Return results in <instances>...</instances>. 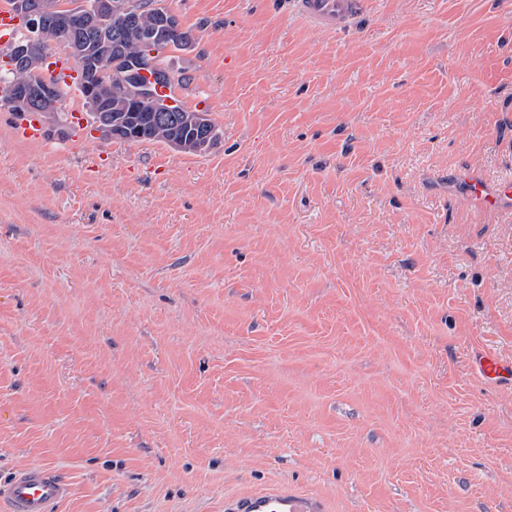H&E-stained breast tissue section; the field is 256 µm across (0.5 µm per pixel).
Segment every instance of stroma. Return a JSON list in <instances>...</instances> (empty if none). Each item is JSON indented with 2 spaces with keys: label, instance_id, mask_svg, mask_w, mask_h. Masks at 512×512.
Instances as JSON below:
<instances>
[{
  "label": "stroma",
  "instance_id": "35a3bbf8",
  "mask_svg": "<svg viewBox=\"0 0 512 512\" xmlns=\"http://www.w3.org/2000/svg\"><path fill=\"white\" fill-rule=\"evenodd\" d=\"M206 152L0 109V480L57 512H512V0H168ZM366 0H296L299 15L314 27L328 31L347 29ZM459 178L465 184L467 196L482 208L495 210L504 202H512V181L510 179L490 187L469 170L460 172ZM69 493V485L47 466L22 469L0 482V504L8 512H51ZM322 503L313 497L273 488L224 499V512H322Z\"/></svg>",
  "mask_w": 512,
  "mask_h": 512
}]
</instances>
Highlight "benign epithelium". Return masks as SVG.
<instances>
[{
  "label": "benign epithelium",
  "mask_w": 512,
  "mask_h": 512,
  "mask_svg": "<svg viewBox=\"0 0 512 512\" xmlns=\"http://www.w3.org/2000/svg\"><path fill=\"white\" fill-rule=\"evenodd\" d=\"M18 11L30 31L29 40L14 46L13 53L18 58L29 57L34 51L37 38L51 30L67 33L72 29L99 27L109 21L122 30L139 29L144 40L151 39L153 35V31L143 26L140 12L131 10L122 0H92L91 5L79 15L65 11L57 0H38L33 6L25 0H19ZM79 66L90 75L102 70L119 73L124 85L131 91L128 111L138 112L145 107L154 110L160 108L157 89L167 82L168 73L159 61L142 57L112 61L97 52L89 51L81 57ZM147 70L153 74L150 83L141 80V75ZM84 101L96 133L109 139L131 138L133 132L129 129L128 121L112 116L111 107L99 92L98 86L92 83L86 85ZM5 108L18 113L38 111L48 123L59 122L55 88L47 83L38 88L18 86L13 97L5 102ZM187 124L192 129L190 139L195 143L197 152L207 149L217 137L215 128L204 112L193 113L187 119Z\"/></svg>",
  "instance_id": "1"
}]
</instances>
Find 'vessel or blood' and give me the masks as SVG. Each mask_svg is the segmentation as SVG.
<instances>
[{
  "instance_id": "b4317fda",
  "label": "vessel or blood",
  "mask_w": 512,
  "mask_h": 512,
  "mask_svg": "<svg viewBox=\"0 0 512 512\" xmlns=\"http://www.w3.org/2000/svg\"><path fill=\"white\" fill-rule=\"evenodd\" d=\"M366 0H296L299 15L314 27L328 31L347 29L351 20L362 11ZM19 20L7 6H0V48H7L15 37ZM46 77L57 79L64 91L67 120L74 131H82L87 123L75 102L78 98L80 75L75 63L67 56L50 57L44 68ZM459 177L467 196L482 208L494 210L512 202V181L487 185L475 173L465 170ZM70 488L57 473L47 466H35L17 471L0 482V504L8 512H51L52 507L68 497ZM224 512H323L322 503L313 497L273 488L225 498Z\"/></svg>"
}]
</instances>
